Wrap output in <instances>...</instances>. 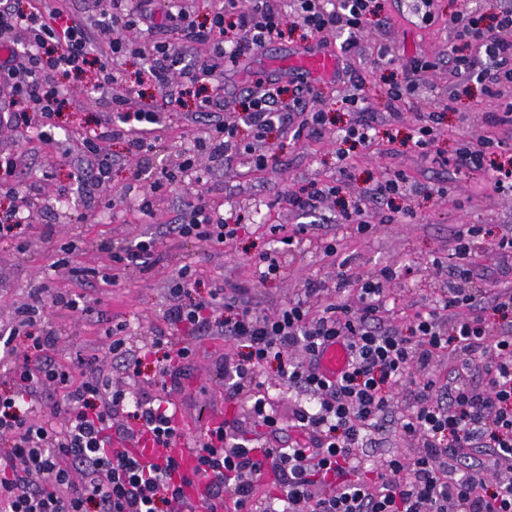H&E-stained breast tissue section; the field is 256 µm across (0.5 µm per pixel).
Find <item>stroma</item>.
<instances>
[{
  "label": "stroma",
  "instance_id": "obj_1",
  "mask_svg": "<svg viewBox=\"0 0 512 512\" xmlns=\"http://www.w3.org/2000/svg\"><path fill=\"white\" fill-rule=\"evenodd\" d=\"M379 5L380 14L389 25L383 30L369 27L362 49L348 58L346 73L323 78L289 67L292 53L300 49L335 55L340 52L339 33L308 37L300 28L286 31L282 39L268 43L238 68L226 72L225 119H238L237 105L247 89L257 82L278 78L291 89L298 85L310 87L318 107L329 114V129L319 137L297 142L284 139L280 131H272L267 140L271 149L269 163L259 172L247 171L236 159L222 164L201 159L196 168L182 173L179 184L155 196V217L150 223L138 212L136 198L113 209L106 206L108 200L123 193L132 177L134 165L127 160L121 142L104 145L105 154L112 160L109 182L82 188L73 177L77 162L84 157L80 139L85 131L96 128L103 115L101 106L94 101L62 112L59 128L47 134L36 125L0 128V163L26 154L29 167L24 182L36 186L46 201L45 208L30 217L31 234L21 240L0 242V326L9 327L14 307L26 302L31 289L41 281L70 289L74 286L71 267L105 270L107 259L93 249V241H132L157 234L159 225L174 222L187 197L197 191L204 192L211 203L221 205L224 214L240 218L248 226L247 233L233 244L215 248L160 237L158 246L165 255L161 264L120 282L106 294L91 287L85 290L87 302H100L102 310L127 324L133 347L148 345L155 328L161 326L167 290L177 277L178 266L184 263L200 276L195 295L204 298L210 289L220 288L225 295L235 294L261 303L272 312L303 297L308 282H335L337 268L321 249L322 243L332 241L339 258L348 259L351 274L366 276L387 265L410 267V274L402 273L385 284V319L402 331L407 330L410 315L432 306L447 289V277L435 274L431 262L436 257L448 260L462 225L481 226L476 259L494 265L498 257L493 243L512 229V193L496 192L475 175L421 158L411 137L415 112L426 108L432 97L449 104L443 116L444 133L435 145L444 158H452L460 148L491 135L492 129L483 115L492 106L480 84L476 79L454 75L448 63V43L452 38L448 18L476 12L489 18L504 8H512V0H434V20L428 25L413 17L409 0H379ZM414 57L436 62L437 67L427 74L425 86L407 98L404 118L395 123L389 116L387 89L400 76V61ZM357 76L364 80L365 96L359 112L343 101L351 78ZM157 112L158 126L172 147L148 156V167L140 179L144 190L162 170H177L183 161L182 149H193L195 137L205 130L203 123L188 121L186 106L161 105ZM362 119L376 129L375 146L357 149L346 160H339L338 131ZM396 171L406 175L410 188L405 197L370 204L372 231L360 235L349 225L337 223L338 202L327 198L311 218L306 241L288 256L285 277L265 284L257 281L251 259L269 246L266 225L290 226L301 221L282 202L284 192H298L318 181L342 185L346 194L354 197ZM398 206L412 208L413 219L387 223V216ZM50 320L61 334L56 348L58 363L66 365L80 357L106 355L111 339L94 319L76 311L53 314ZM180 339L193 350L182 364L180 387L154 385V367L149 363L137 371L114 369L112 376L131 397L173 400L186 415L198 419L223 408L224 360L233 355L234 349L220 335L184 333ZM404 409L403 399L395 398L389 422L369 435L363 450L365 464L396 452H411L413 444L397 423Z\"/></svg>",
  "mask_w": 512,
  "mask_h": 512
}]
</instances>
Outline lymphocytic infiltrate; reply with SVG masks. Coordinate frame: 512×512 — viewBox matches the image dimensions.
I'll use <instances>...</instances> for the list:
<instances>
[{
    "label": "lymphocytic infiltrate",
    "mask_w": 512,
    "mask_h": 512,
    "mask_svg": "<svg viewBox=\"0 0 512 512\" xmlns=\"http://www.w3.org/2000/svg\"><path fill=\"white\" fill-rule=\"evenodd\" d=\"M294 13H287L289 2ZM153 0H112L111 11L93 24L61 22L52 0H0V126L53 127L65 109L77 106L66 81H80L88 66L99 64L95 90L106 103L99 130L83 137L90 161L79 169L81 184L109 180L112 163L102 144L118 141L135 163L159 145L153 126L155 103L129 111L135 92L109 62L126 55L144 62L138 83L160 90L163 98L179 103L193 98L198 112L209 118L198 148L211 157H239L256 169L267 166L257 152L272 128L293 138L322 134L326 114L308 108L302 93L283 99L282 88H256L242 102L243 123L225 120L224 71L266 42L282 38L285 16L310 35L344 33L343 51L358 48L376 0H225L207 24L201 25L169 0L165 20L183 41L181 50L155 39L130 40L125 33L135 23L154 24ZM462 47L451 59L456 73L476 78L495 109L486 119L512 130V10L484 21L471 15L448 20ZM209 45L207 56L196 53ZM420 59L401 65V79L392 81L388 96L393 120H401L407 95L417 91L432 70ZM137 83V84H138ZM248 126L252 144L243 143L241 126ZM500 140L487 138L460 149L455 169L475 170L497 191H512V156L500 154ZM24 158L0 166V193L11 204L0 210V239L17 237L30 228L29 217L15 202L23 194L20 173ZM402 176L375 184L358 199L344 202L341 216L357 233L371 230L368 200L401 193ZM243 230L229 223L219 208L204 197L187 201L168 236L205 245H229ZM307 228L298 224L267 228L273 249L261 251L252 264L260 283L281 278L286 271L284 247L301 244ZM476 226L458 231L451 264L435 262L437 273L448 276V289L426 311L415 312L407 332L385 327L383 285L396 271L379 274L345 290L346 271H338L335 287L309 283L305 299L288 303L274 313L235 297L222 298L220 289L206 300L188 295L197 280L193 270L180 266L179 284L162 312L163 325L143 353H136L125 336L127 326L109 328V355L122 367L141 365L155 357L156 381L179 385L182 372L175 360L188 359L190 347L176 335L189 331L217 333L233 342L236 355L224 362V400L249 406L267 430L262 445L240 436L234 418L202 430L192 440L196 466L192 473L165 458L145 463L115 448V439L134 430H149L166 447L178 436L174 416L149 400L130 401L96 360L69 366L54 356L58 332L48 318L53 311H82L80 294L39 284L28 302L15 310V323L0 331V358L5 359L13 386L0 393V512H182L185 486L204 483L205 512H512V336L494 334L491 315L512 317V288L500 281L476 287L477 267L470 251ZM110 265L102 283L118 285L133 273L151 269L159 260L155 239L107 246ZM321 300L319 308L309 297ZM26 347H19L18 337ZM339 341L349 352L345 371L330 379L319 369L327 343ZM454 365L447 383L428 374L439 353ZM272 364L281 381L306 402L292 407L290 437H283L268 409L261 369ZM481 380L469 381L471 372ZM409 393L407 411L399 423L417 441L412 459L393 455L377 462L369 477H360V452L368 430L385 423L393 392ZM49 416H42V408Z\"/></svg>",
    "instance_id": "f902f5d3"
}]
</instances>
